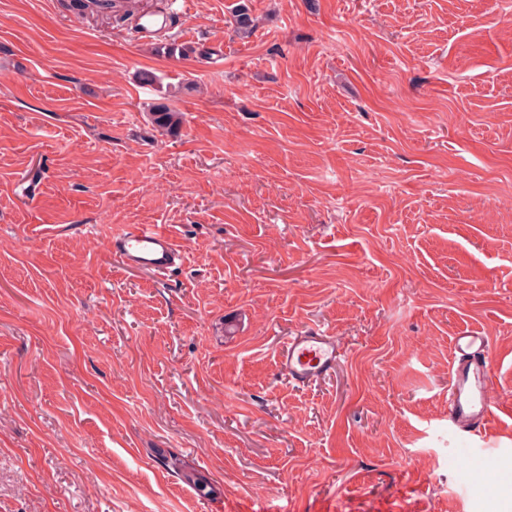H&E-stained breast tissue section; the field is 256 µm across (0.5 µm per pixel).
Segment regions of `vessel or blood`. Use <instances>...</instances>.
<instances>
[{
	"label": "vessel or blood",
	"mask_w": 512,
	"mask_h": 512,
	"mask_svg": "<svg viewBox=\"0 0 512 512\" xmlns=\"http://www.w3.org/2000/svg\"><path fill=\"white\" fill-rule=\"evenodd\" d=\"M112 253L131 269L166 272L184 257L183 248L151 224H135L113 234ZM340 359L335 336L312 329L287 337L277 359L281 375L307 385L334 372ZM489 339L478 331H465L454 339L448 383V422L468 440H486L494 417L495 393L491 384Z\"/></svg>",
	"instance_id": "obj_1"
}]
</instances>
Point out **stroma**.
<instances>
[{
  "mask_svg": "<svg viewBox=\"0 0 512 512\" xmlns=\"http://www.w3.org/2000/svg\"><path fill=\"white\" fill-rule=\"evenodd\" d=\"M162 7L0 0V512H512V0ZM130 224L181 264L125 267ZM312 327L341 358L299 386L277 355ZM463 330L490 340L487 490L448 466ZM152 122L159 128L175 133L181 124L180 112L169 103L168 97H163L150 108ZM109 246L130 269L164 273L184 258L183 248L152 224L126 226L112 235Z\"/></svg>",
  "mask_w": 512,
  "mask_h": 512,
  "instance_id": "obj_1",
  "label": "stroma"
}]
</instances>
